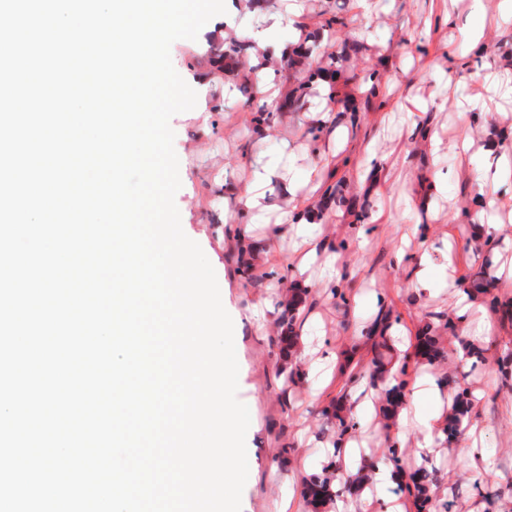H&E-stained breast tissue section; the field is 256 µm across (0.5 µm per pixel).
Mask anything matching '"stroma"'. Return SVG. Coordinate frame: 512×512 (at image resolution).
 <instances>
[{
    "mask_svg": "<svg viewBox=\"0 0 512 512\" xmlns=\"http://www.w3.org/2000/svg\"><path fill=\"white\" fill-rule=\"evenodd\" d=\"M227 13L210 20L197 40L171 47L172 63L187 83L205 79L193 110L171 119L181 188L175 202L185 234L213 266L221 298L234 323L239 364L238 399L250 412L246 435L249 475L241 512H312L304 480L325 462L336 439L335 419L322 411L351 394L353 373H365L376 349L357 333L384 327L400 351L412 349L424 322H433L446 360L431 367L408 360L406 380L425 374L458 379L479 395L484 461L472 468L458 445L438 444L431 456L436 494L453 499L454 512H512V386L503 385L497 361L512 350V320L496 317L476 344L483 364L456 358L461 339L456 315L441 288L445 262L455 278L488 269L491 292L512 301V180L485 172L491 142L512 144V13L503 0H378L374 19H363L355 0H225ZM287 16L275 28L272 16ZM339 18L328 26L330 18ZM490 28L483 54L471 50L476 21ZM316 61L335 60L336 110L322 111L325 91L312 83L302 108L274 112L262 127L252 123L254 72L267 68L277 103H284L307 69L288 65L301 39ZM248 41L246 60L230 56L223 70L200 71L201 61ZM379 84H372V77ZM378 96H371V86ZM469 130L474 145L461 156L454 142ZM388 153L386 163L373 152ZM274 170L265 187L266 208H245L242 195L251 167ZM344 200L330 194L336 181ZM493 201L485 216L497 225V242L485 245L466 220L476 198ZM310 212V223L281 224L284 211ZM433 243L430 276L438 286H416L419 236ZM319 243L317 262L298 272L301 239ZM404 247L405 262L396 249ZM251 264L242 275L239 259ZM301 338L285 382L279 317L291 292ZM265 309L264 325L250 318ZM367 446L344 468L357 474L362 459H385L386 422L378 410L359 413Z\"/></svg>",
    "mask_w": 512,
    "mask_h": 512,
    "instance_id": "obj_1",
    "label": "stroma"
}]
</instances>
